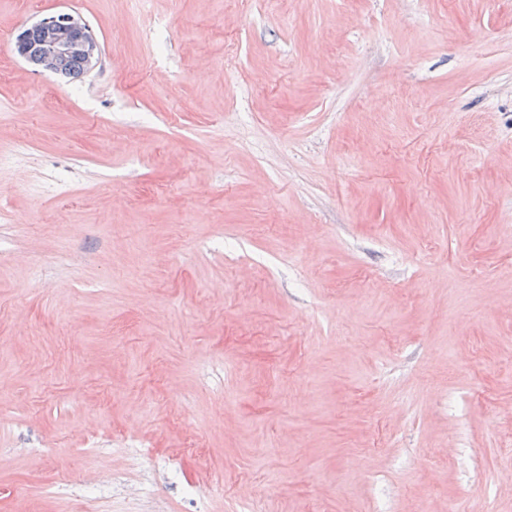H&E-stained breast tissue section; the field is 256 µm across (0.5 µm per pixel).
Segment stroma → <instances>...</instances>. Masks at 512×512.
Segmentation results:
<instances>
[{"instance_id": "stroma-1", "label": "stroma", "mask_w": 512, "mask_h": 512, "mask_svg": "<svg viewBox=\"0 0 512 512\" xmlns=\"http://www.w3.org/2000/svg\"><path fill=\"white\" fill-rule=\"evenodd\" d=\"M0 512H512V0H0ZM33 33L38 35V46L30 45ZM14 51L36 70L49 72L61 78L76 79L90 71L99 60V45L90 28L77 15L70 12L49 14L34 24L24 27L16 36Z\"/></svg>"}]
</instances>
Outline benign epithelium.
Listing matches in <instances>:
<instances>
[{
  "label": "benign epithelium",
  "mask_w": 512,
  "mask_h": 512,
  "mask_svg": "<svg viewBox=\"0 0 512 512\" xmlns=\"http://www.w3.org/2000/svg\"><path fill=\"white\" fill-rule=\"evenodd\" d=\"M14 51L35 69L61 78V61L76 58L86 70L99 60V45L90 28L76 14L56 12L24 27L16 36Z\"/></svg>",
  "instance_id": "benign-epithelium-1"
}]
</instances>
